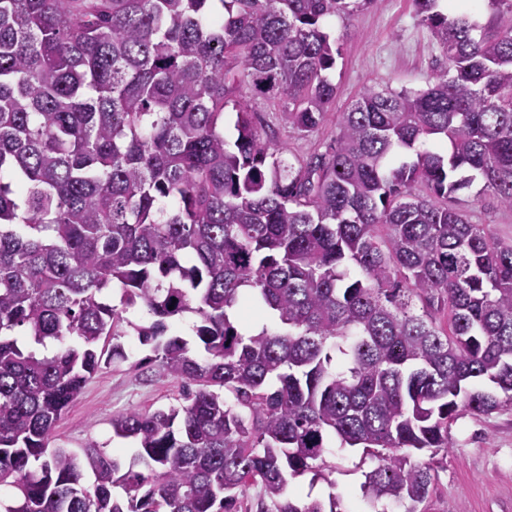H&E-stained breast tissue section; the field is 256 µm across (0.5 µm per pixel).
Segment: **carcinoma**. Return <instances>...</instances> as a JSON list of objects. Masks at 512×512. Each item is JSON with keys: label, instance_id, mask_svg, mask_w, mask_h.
I'll return each mask as SVG.
<instances>
[{"label": "carcinoma", "instance_id": "1", "mask_svg": "<svg viewBox=\"0 0 512 512\" xmlns=\"http://www.w3.org/2000/svg\"><path fill=\"white\" fill-rule=\"evenodd\" d=\"M441 2L413 0L446 59L428 87L365 89L294 163L252 101L316 132L324 23L371 0H0V512H341L289 492L333 438L377 460L367 512H419L413 453L512 406V242L458 204L479 180L512 209V0L483 25ZM115 288L184 383L112 418L127 465L50 446L105 353L126 358L99 347L126 335ZM241 309L275 329L241 332ZM188 315L198 355L171 331Z\"/></svg>", "mask_w": 512, "mask_h": 512}]
</instances>
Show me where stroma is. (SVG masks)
Listing matches in <instances>:
<instances>
[{
	"label": "stroma",
	"instance_id": "35a3bbf8",
	"mask_svg": "<svg viewBox=\"0 0 512 512\" xmlns=\"http://www.w3.org/2000/svg\"><path fill=\"white\" fill-rule=\"evenodd\" d=\"M326 28L339 53L331 77L336 99L318 132L300 137L281 121L270 100L256 101L262 122L273 129L278 142L293 156L305 158L325 152L335 137L338 115L369 87L379 90H423L444 64L442 51L430 30L420 21L412 0H373L353 14L330 19ZM474 223L485 225L499 240L512 242V210L474 183L464 194ZM126 359L108 363L86 383L54 432V445L78 449L90 440L106 451L130 460L131 440L112 432V417L131 409L155 410L178 404L180 380L153 368L140 371L138 360L149 356L136 336L122 337ZM447 454L419 453L431 467L433 489L421 512H512V407L488 416L465 413L449 427ZM321 477L306 473L291 481V492L302 502L341 498L343 512H362L360 486L374 462L358 448L333 446L325 456Z\"/></svg>",
	"mask_w": 512,
	"mask_h": 512
}]
</instances>
